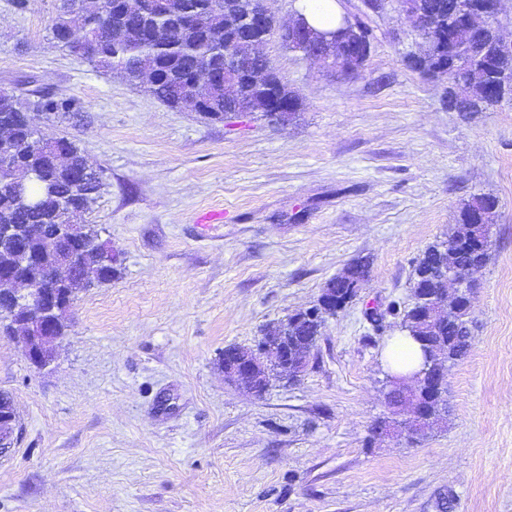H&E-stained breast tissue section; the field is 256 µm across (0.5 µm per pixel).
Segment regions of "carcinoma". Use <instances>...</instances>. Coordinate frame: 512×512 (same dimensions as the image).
Returning a JSON list of instances; mask_svg holds the SVG:
<instances>
[{"mask_svg":"<svg viewBox=\"0 0 512 512\" xmlns=\"http://www.w3.org/2000/svg\"><path fill=\"white\" fill-rule=\"evenodd\" d=\"M429 4L427 28L422 32L426 62L422 73L452 53L456 58V78L460 81L461 101L475 112H492L512 102V94L501 93L502 80L512 81V46L501 43L497 16L488 19L478 34L477 46L456 42V29L466 0H425ZM260 0H162L160 7L141 13L129 0H62L61 10L52 24V34L63 30L84 42L85 58L98 70L115 75L145 91L172 108H204L203 117L222 121L233 100L224 98V59L247 60L249 79L262 83L269 76L267 59H248L250 50L232 41L229 20L243 21L257 14ZM372 30L363 22L353 23L331 53L352 73L346 49L357 43L359 51L371 50ZM288 114L301 110L298 95L273 76ZM83 111L76 97L47 93L38 100L16 94L0 96V118L8 121L17 112L27 120L17 124L7 138H0V225L26 224L36 237L34 249L45 252L55 224H70L74 215L90 209L101 186V168L94 166L69 145V159L57 164L38 145V119H66ZM29 178L28 192L34 204L27 205L14 193L20 174ZM498 201L478 195L465 203L456 218V229L439 243L428 247L414 269L413 288H430L439 294L448 288V267L464 276L486 264L491 247L488 224ZM99 235L86 226L76 241L67 246L54 244L55 250L71 248L79 252L82 278L77 289L112 281L116 269L98 260ZM369 262L359 261L341 275L329 280L321 297L352 300L368 277ZM470 306L466 297L456 299V307L446 318L427 322V312L393 303L387 313L400 320V330L416 342L426 337L438 347L448 364L461 360L470 347ZM324 321L307 320L295 314L266 332L268 336L288 337V360L307 359L321 336ZM431 410L427 420L404 424L409 437L422 436L445 420V401L433 394L421 397Z\"/></svg>","mask_w":512,"mask_h":512,"instance_id":"1","label":"carcinoma"}]
</instances>
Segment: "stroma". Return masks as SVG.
<instances>
[{"mask_svg":"<svg viewBox=\"0 0 512 512\" xmlns=\"http://www.w3.org/2000/svg\"><path fill=\"white\" fill-rule=\"evenodd\" d=\"M60 0H0V88L79 98L42 134L102 168L84 223L122 254L78 294L48 367L0 326V392L21 421L0 458V512H512V103L452 112L412 69L422 39L396 0H336L373 30L350 75L270 36L302 107L288 124L169 107L60 47ZM498 200L447 377V430L384 439V351L366 318L410 299L425 249L472 196ZM368 279L327 320L299 381L228 382L229 345L312 306L359 259Z\"/></svg>","mask_w":512,"mask_h":512,"instance_id":"stroma-1","label":"stroma"}]
</instances>
